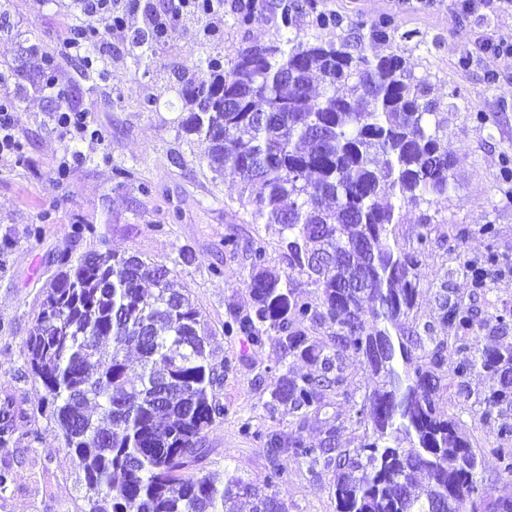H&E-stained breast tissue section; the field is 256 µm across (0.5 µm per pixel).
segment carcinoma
<instances>
[{"label":"carcinoma","instance_id":"carcinoma-1","mask_svg":"<svg viewBox=\"0 0 512 512\" xmlns=\"http://www.w3.org/2000/svg\"><path fill=\"white\" fill-rule=\"evenodd\" d=\"M267 6L240 0L238 26H251ZM275 8L279 39L244 43L227 61L206 57L179 90L178 128L209 143L205 162L214 177L239 178L252 223L280 226L288 258L289 272L272 271L264 242H251V308L230 312L224 334L254 347L273 339L315 366L298 379L283 375L269 392L270 412L284 407L301 425L326 406L325 394L348 397L346 361L365 358L379 382L352 411L371 431L359 447L339 452L337 414L317 448L299 431L269 432L261 483L234 475L217 482L204 472L205 443L224 418L217 396L224 366L213 363L194 300L172 270L138 254L63 255L26 341L27 365L46 392L41 414L83 471L82 512H235L242 496L253 500V512H288L273 492L284 455L336 467V512H436L451 487L463 497L461 512H512L511 498L480 487L477 454L437 406L434 370L445 342L417 356L421 337L392 334L415 305L419 249L389 244L390 225L404 222L403 209L448 195L454 178L441 103L414 75L413 60L392 46V20L354 22L317 0H278ZM300 14L309 26L340 34L329 42L293 36ZM108 33L103 22L73 27L43 53L38 84L56 87L59 61L72 57L74 43L87 48L79 58L83 78L107 82L110 73L97 60ZM164 34L159 24L147 26L136 44L145 55ZM316 74L324 83L319 94L312 91ZM25 94L26 85L15 82L0 92V108H19ZM495 264L490 254L463 269L480 287ZM295 273L317 289L318 303L294 292ZM348 279L367 287L348 290ZM438 318L461 354L457 391L467 392L472 373L491 372L497 385L477 394L483 415L512 408V342L474 352L472 309L443 293ZM307 323L331 328L332 346L317 348ZM22 414L13 397L0 402V444L14 438Z\"/></svg>","mask_w":512,"mask_h":512}]
</instances>
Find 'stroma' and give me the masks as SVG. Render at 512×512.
I'll return each mask as SVG.
<instances>
[{"instance_id":"35a3bbf8","label":"stroma","mask_w":512,"mask_h":512,"mask_svg":"<svg viewBox=\"0 0 512 512\" xmlns=\"http://www.w3.org/2000/svg\"><path fill=\"white\" fill-rule=\"evenodd\" d=\"M326 9L350 17L375 20L391 15L400 33L395 43L415 62L414 73L431 84L443 103L468 102L469 111L445 113L443 142L452 155L455 182L446 196L409 209L404 223L390 234L399 246L418 248L423 217H430L431 243L419 248L416 305L404 330L431 325L432 335H447L437 318L440 292L473 310L472 348L493 345L492 315L512 309V274L492 272L485 287H473L461 270L466 259L487 253L512 262V182L502 177L512 161V64L495 68L488 81L484 63L460 65L462 48L479 52L488 40L512 42V15L481 16L464 11L461 0H321ZM238 0H224L207 15L185 11L167 26L163 41L150 58L131 47L122 32L105 39L102 55L111 78L84 95L95 128L105 140L84 136L72 141L54 120L51 92L29 89L14 115L19 152L0 154V398L13 396L25 413L21 436L0 446V465L10 464L13 479L0 489V512H76L82 502L83 473L64 449L54 423L38 409L45 391L27 369L25 340L35 324L44 284L57 269L58 257L90 250L136 252L166 265L190 291L200 308L216 362L228 367L218 397L224 419L209 432L207 469L216 477L233 472L259 482L268 466L260 440L270 431L301 430L319 444L331 415L346 426L336 437L339 448L357 447L363 431L350 424V407L373 387L364 361H350L345 372L347 396H329L328 407L310 414L297 427L287 411L269 413L265 403L271 384L281 375L310 373L311 365L282 353L274 341L252 346L246 337L228 336L230 312L247 313L245 283L250 266L246 250L254 239L267 245L268 266L286 273L288 260L279 248V227L252 223L238 178L213 177L203 157L208 144L177 130L183 103L179 77L207 55L231 56L244 42L264 43L278 37L275 10L248 28L236 23ZM5 19L11 35L0 34V72L25 64L35 74L39 57L27 55L32 43L52 49L70 28L83 21L77 0H11ZM127 170L128 179L116 178ZM150 184L142 193L141 184ZM493 224L494 238L479 234L477 225ZM89 230L76 234L75 227ZM239 241V250L224 249L225 237ZM190 247L192 264H182L179 251ZM224 270L212 275V267ZM460 357L447 349L437 369L438 406L457 424L477 454L482 486L493 496H512V476L503 473L493 453L500 423H512V409L483 418L476 392L495 385L485 372L469 378L471 396L452 389ZM40 434L32 442L27 431ZM283 476L275 488L288 512H336L335 468L310 467L281 457Z\"/></svg>"}]
</instances>
